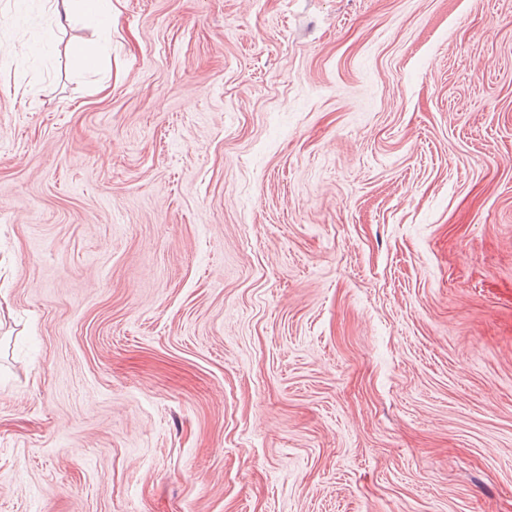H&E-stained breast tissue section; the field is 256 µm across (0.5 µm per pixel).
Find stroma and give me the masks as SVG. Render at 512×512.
<instances>
[{
	"label": "stroma",
	"mask_w": 512,
	"mask_h": 512,
	"mask_svg": "<svg viewBox=\"0 0 512 512\" xmlns=\"http://www.w3.org/2000/svg\"><path fill=\"white\" fill-rule=\"evenodd\" d=\"M48 25L0 0V512H512V0Z\"/></svg>",
	"instance_id": "35a3bbf8"
}]
</instances>
